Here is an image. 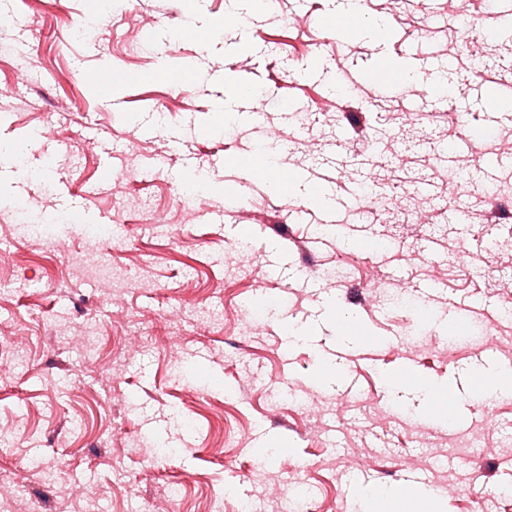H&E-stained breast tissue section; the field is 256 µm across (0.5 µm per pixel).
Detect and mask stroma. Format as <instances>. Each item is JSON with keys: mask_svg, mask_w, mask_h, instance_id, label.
<instances>
[{"mask_svg": "<svg viewBox=\"0 0 512 512\" xmlns=\"http://www.w3.org/2000/svg\"><path fill=\"white\" fill-rule=\"evenodd\" d=\"M54 3L0 0V145L20 149L0 167V345L27 352L0 373V512L34 496L91 512L75 484L142 512L173 483L168 512H278L275 488L315 512H512V398L495 390L511 374L512 26L482 0L468 34L456 0H362L356 26L339 0H265L232 27L229 0ZM191 187L208 207L187 224ZM117 216L115 287L71 261L75 229L108 235ZM43 220L52 249L14 231ZM268 292L281 302L257 307ZM89 325L85 361L64 338ZM446 391L455 424L429 402ZM57 467L68 481L43 488ZM412 469L433 491L403 490Z\"/></svg>", "mask_w": 512, "mask_h": 512, "instance_id": "obj_1", "label": "stroma"}]
</instances>
